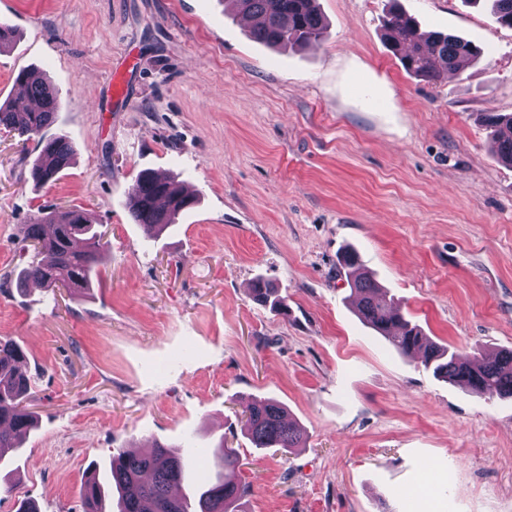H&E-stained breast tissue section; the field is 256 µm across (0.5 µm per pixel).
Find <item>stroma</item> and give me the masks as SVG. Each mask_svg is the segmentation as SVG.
<instances>
[{"instance_id":"obj_1","label":"stroma","mask_w":512,"mask_h":512,"mask_svg":"<svg viewBox=\"0 0 512 512\" xmlns=\"http://www.w3.org/2000/svg\"><path fill=\"white\" fill-rule=\"evenodd\" d=\"M307 48L253 40L226 0H0V104L42 71L45 138L75 158L26 182L36 141L0 131V336L26 353L37 416L0 512H84L117 448L238 450L245 512H512V399L403 357L353 311L355 249L406 317L464 357L512 350V166L485 112L512 113V28L486 0H317ZM482 50L428 82L387 48L393 9ZM121 69L127 92L109 84ZM143 170L196 196L152 236L125 201ZM83 207L112 257L80 294L19 288L41 209ZM265 280L286 305L255 302ZM254 397L282 402L302 447H252Z\"/></svg>"}]
</instances>
